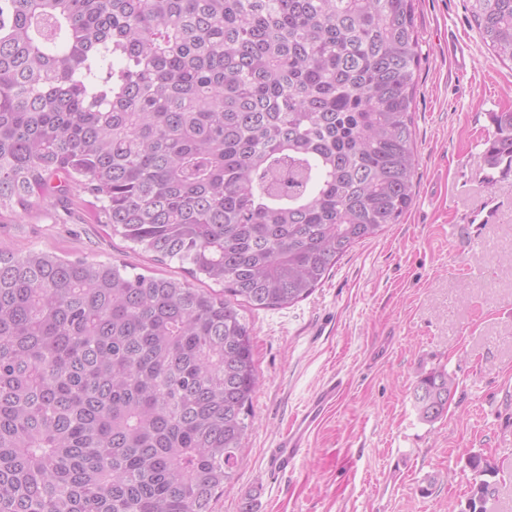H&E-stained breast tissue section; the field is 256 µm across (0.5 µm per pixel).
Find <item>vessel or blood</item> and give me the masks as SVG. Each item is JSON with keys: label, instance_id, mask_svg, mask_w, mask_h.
<instances>
[{"label": "vessel or blood", "instance_id": "obj_1", "mask_svg": "<svg viewBox=\"0 0 512 512\" xmlns=\"http://www.w3.org/2000/svg\"><path fill=\"white\" fill-rule=\"evenodd\" d=\"M342 380L333 378L318 391L305 412L296 417L288 431L277 442L270 454V466L273 471L285 473L296 464L302 448H305L313 428L321 421L337 397L343 392Z\"/></svg>", "mask_w": 512, "mask_h": 512}]
</instances>
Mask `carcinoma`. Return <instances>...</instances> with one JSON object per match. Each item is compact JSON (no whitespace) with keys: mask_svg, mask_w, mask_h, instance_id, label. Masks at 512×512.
Here are the masks:
<instances>
[{"mask_svg":"<svg viewBox=\"0 0 512 512\" xmlns=\"http://www.w3.org/2000/svg\"><path fill=\"white\" fill-rule=\"evenodd\" d=\"M469 2L512 63V0ZM419 62L415 0H0V218L87 193L222 286L0 250V512H213L259 383L240 307L306 299L410 209ZM454 390L423 375L419 418Z\"/></svg>","mask_w":512,"mask_h":512,"instance_id":"cac0c4a2","label":"carcinoma"}]
</instances>
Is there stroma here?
Listing matches in <instances>:
<instances>
[{"mask_svg": "<svg viewBox=\"0 0 512 512\" xmlns=\"http://www.w3.org/2000/svg\"><path fill=\"white\" fill-rule=\"evenodd\" d=\"M415 23L414 202L308 298L245 309L259 387L234 485L214 512H467L473 455L496 468L490 512H512V173L488 170L483 156L492 114L512 112V67L485 48L467 0H415ZM0 248L186 276L94 223L85 196L0 223ZM438 369L457 387L428 423L413 388ZM334 375L344 393L294 469L271 471V449Z\"/></svg>", "mask_w": 512, "mask_h": 512, "instance_id": "obj_1", "label": "stroma"}]
</instances>
